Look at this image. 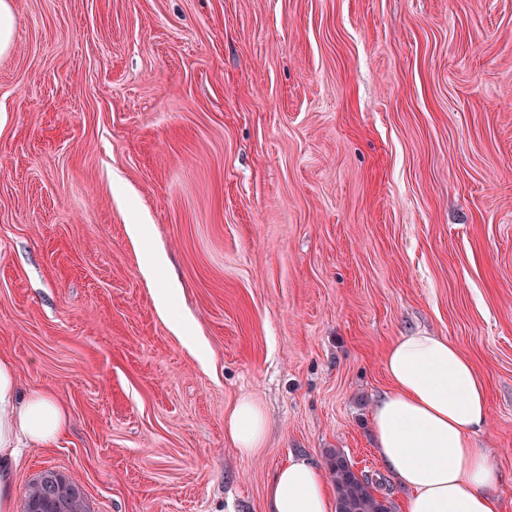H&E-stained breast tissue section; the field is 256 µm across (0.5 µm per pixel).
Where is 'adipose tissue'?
<instances>
[{"label": "adipose tissue", "mask_w": 512, "mask_h": 512, "mask_svg": "<svg viewBox=\"0 0 512 512\" xmlns=\"http://www.w3.org/2000/svg\"><path fill=\"white\" fill-rule=\"evenodd\" d=\"M384 371L390 387L376 403L371 427L383 465L409 492L402 512H501L499 472L473 437L489 418L485 379L448 338L427 332L398 337ZM70 429L67 408L49 391L20 393L11 360L0 358V506L10 507V473L23 449L55 444ZM228 435L241 452L260 448L263 409L236 401ZM325 472L293 458L269 486L267 512H334Z\"/></svg>", "instance_id": "obj_1"}]
</instances>
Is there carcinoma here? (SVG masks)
<instances>
[{
	"label": "carcinoma",
	"mask_w": 512,
	"mask_h": 512,
	"mask_svg": "<svg viewBox=\"0 0 512 512\" xmlns=\"http://www.w3.org/2000/svg\"><path fill=\"white\" fill-rule=\"evenodd\" d=\"M328 467L336 487V512H392L391 502L375 495L372 481L357 475L344 453L329 451ZM24 500L26 512H85L82 487L55 470L43 471Z\"/></svg>",
	"instance_id": "cac0c4a2"
}]
</instances>
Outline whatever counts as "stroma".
<instances>
[{
	"label": "stroma",
	"mask_w": 512,
	"mask_h": 512,
	"mask_svg": "<svg viewBox=\"0 0 512 512\" xmlns=\"http://www.w3.org/2000/svg\"><path fill=\"white\" fill-rule=\"evenodd\" d=\"M12 3L0 357L71 428L24 449L10 512L48 469L88 512H267L277 468L331 449L401 506L370 413L416 331L484 376L512 512V0ZM228 435L234 446L243 453L253 452L263 444L267 419L263 409L249 398L236 401L227 418Z\"/></svg>",
	"instance_id": "stroma-1"
}]
</instances>
